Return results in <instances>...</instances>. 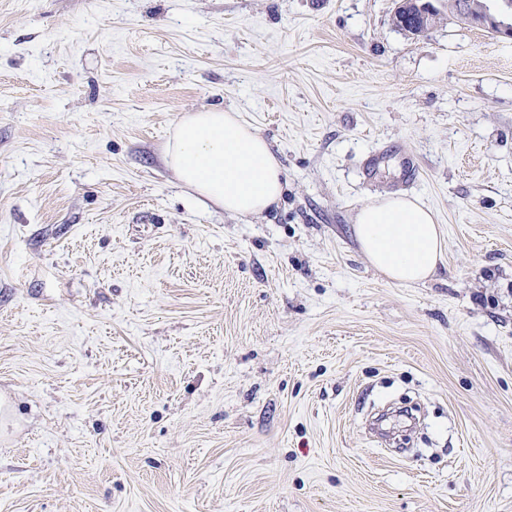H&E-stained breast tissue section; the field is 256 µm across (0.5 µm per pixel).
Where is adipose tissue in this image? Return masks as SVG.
Wrapping results in <instances>:
<instances>
[{
	"instance_id": "adipose-tissue-1",
	"label": "adipose tissue",
	"mask_w": 512,
	"mask_h": 512,
	"mask_svg": "<svg viewBox=\"0 0 512 512\" xmlns=\"http://www.w3.org/2000/svg\"><path fill=\"white\" fill-rule=\"evenodd\" d=\"M164 159L200 201L236 216L260 215L282 196V167L269 143L220 106L187 114ZM354 233L374 269L399 285L432 278L442 261L444 237L434 212L402 194L358 209Z\"/></svg>"
}]
</instances>
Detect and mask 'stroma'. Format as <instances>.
I'll list each match as a JSON object with an SVG mask.
<instances>
[{
	"mask_svg": "<svg viewBox=\"0 0 512 512\" xmlns=\"http://www.w3.org/2000/svg\"><path fill=\"white\" fill-rule=\"evenodd\" d=\"M430 2L0 0V512H512V40ZM213 105L270 211L168 169ZM392 192L421 285L354 234ZM415 1L417 2L407 9H396L393 14L392 21L393 24L401 31L413 36H420L424 32L422 29V20L424 16L427 15V21H430V25L426 28V31L441 20V16L440 12L434 9L430 11L425 10L424 15L417 7V5H422L420 4V0ZM164 159L200 201L236 216L261 215L282 196V167L269 143L237 112L220 106L187 114ZM353 225L363 253L388 280L411 286L436 274L444 237L431 209L392 193L358 209Z\"/></svg>",
	"mask_w": 512,
	"mask_h": 512,
	"instance_id": "stroma-1",
	"label": "stroma"
}]
</instances>
